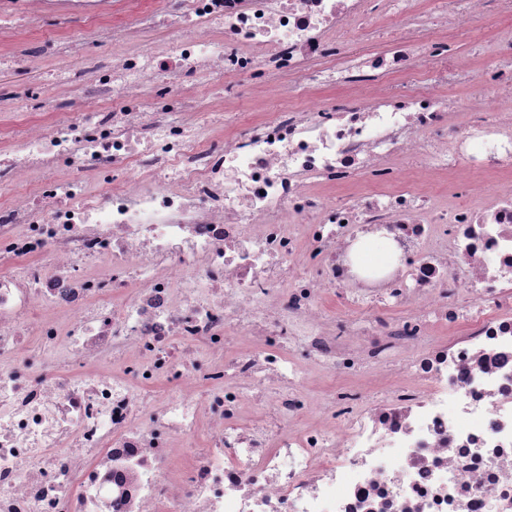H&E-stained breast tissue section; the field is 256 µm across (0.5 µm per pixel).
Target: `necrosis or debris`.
I'll list each match as a JSON object with an SVG mask.
<instances>
[{
    "label": "necrosis or debris",
    "instance_id": "obj_1",
    "mask_svg": "<svg viewBox=\"0 0 512 512\" xmlns=\"http://www.w3.org/2000/svg\"><path fill=\"white\" fill-rule=\"evenodd\" d=\"M483 2L63 0L123 53H0L83 92L0 131V512H512V79L454 47ZM217 75L287 106L204 111ZM395 249L389 240L367 239L360 258L362 269H382L394 260Z\"/></svg>",
    "mask_w": 512,
    "mask_h": 512
}]
</instances>
